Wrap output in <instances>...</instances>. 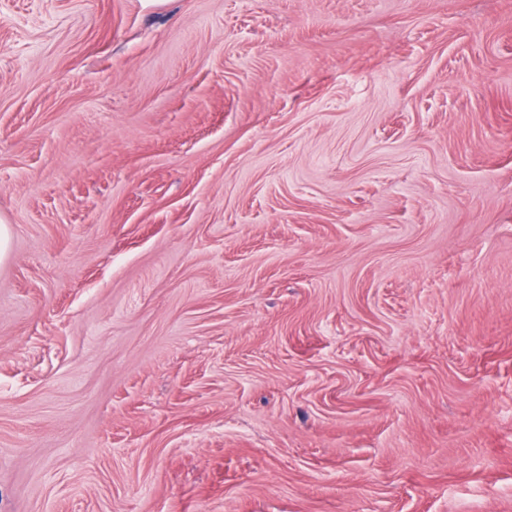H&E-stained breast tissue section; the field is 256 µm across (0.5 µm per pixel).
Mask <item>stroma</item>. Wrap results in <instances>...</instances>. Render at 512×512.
<instances>
[{"mask_svg": "<svg viewBox=\"0 0 512 512\" xmlns=\"http://www.w3.org/2000/svg\"><path fill=\"white\" fill-rule=\"evenodd\" d=\"M0 512H512V0H0Z\"/></svg>", "mask_w": 512, "mask_h": 512, "instance_id": "stroma-1", "label": "stroma"}]
</instances>
